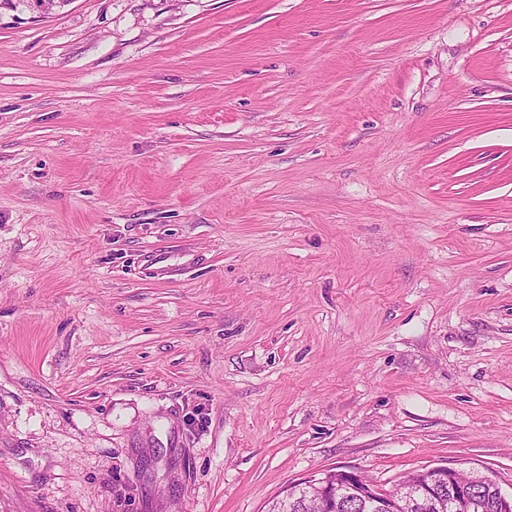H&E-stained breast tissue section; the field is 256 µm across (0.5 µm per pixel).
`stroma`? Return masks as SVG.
<instances>
[{
	"mask_svg": "<svg viewBox=\"0 0 512 512\" xmlns=\"http://www.w3.org/2000/svg\"><path fill=\"white\" fill-rule=\"evenodd\" d=\"M512 490V0H0V512ZM330 471V472H329ZM322 477L310 478L298 484L288 485L283 496H291L299 485L305 484L318 494L328 507L336 502V508H329L330 512H376L371 506L359 502L351 503L342 508L350 500L368 499L376 504L379 512H407L404 511L406 501H410V512H436L426 504L414 505L413 500L422 493H430L437 485H441V493L448 491V502L441 504V510L452 512H469L473 509L475 499V486L482 483L486 476L478 472H465L448 466L427 467L413 472L415 478L404 482L403 489L397 493L394 489L380 488L366 478L361 472L353 469L329 470ZM333 476V481L330 477ZM448 505V506H447ZM447 511V512H448Z\"/></svg>",
	"mask_w": 512,
	"mask_h": 512,
	"instance_id": "obj_1",
	"label": "stroma"
}]
</instances>
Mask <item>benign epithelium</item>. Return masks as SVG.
<instances>
[{
    "mask_svg": "<svg viewBox=\"0 0 512 512\" xmlns=\"http://www.w3.org/2000/svg\"><path fill=\"white\" fill-rule=\"evenodd\" d=\"M415 478L403 483L401 492L380 488L353 469H336L323 476L303 481L330 506L342 505L351 500L368 499L376 504L378 512H404L406 501H412L421 494L440 486L441 492L448 493V501L441 507L450 512H471L475 499V486L485 480V476L471 471L465 472L448 466L427 467L414 472Z\"/></svg>",
    "mask_w": 512,
    "mask_h": 512,
    "instance_id": "1",
    "label": "benign epithelium"
}]
</instances>
